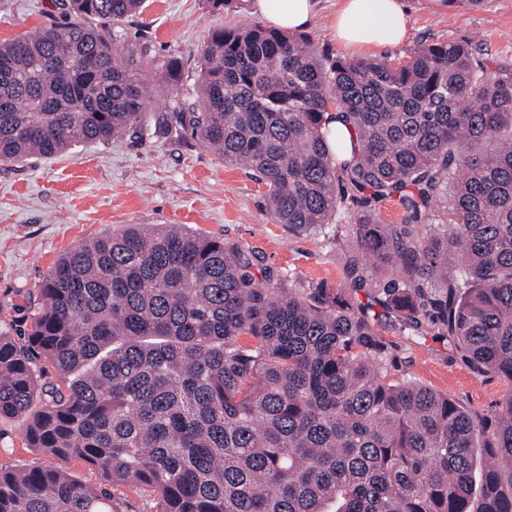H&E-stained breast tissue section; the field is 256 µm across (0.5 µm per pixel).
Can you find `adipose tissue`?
I'll use <instances>...</instances> for the list:
<instances>
[{
  "instance_id": "1",
  "label": "adipose tissue",
  "mask_w": 512,
  "mask_h": 512,
  "mask_svg": "<svg viewBox=\"0 0 512 512\" xmlns=\"http://www.w3.org/2000/svg\"><path fill=\"white\" fill-rule=\"evenodd\" d=\"M255 14L272 29L296 33L313 19V0H252ZM409 0H338L332 24L338 44L351 51L395 49L409 33Z\"/></svg>"
}]
</instances>
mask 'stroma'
<instances>
[{
    "mask_svg": "<svg viewBox=\"0 0 512 512\" xmlns=\"http://www.w3.org/2000/svg\"><path fill=\"white\" fill-rule=\"evenodd\" d=\"M448 4L437 12L424 0H413L409 39L384 52V59H407L424 42L470 39L478 62L491 60L512 71V0H487L480 8L468 0ZM335 10L336 0H318L306 33L322 56L345 59L348 51L331 33ZM62 19L56 0H0V41ZM259 22L248 7L216 13L208 0H145L140 15L113 27L133 46L147 45L140 59L143 76L168 57H181L183 83L157 91L151 106L158 109L175 95L196 101L201 48L211 28ZM130 224H181L244 245L258 258L254 273L269 268L300 286L322 281L334 288L342 282L344 254L320 236L296 234L275 223L266 210L264 185L247 168L225 166L188 133L147 142L125 138L0 166V318L24 325L61 255ZM379 319L392 346L393 378L417 379L486 417L511 389L495 376L477 375L447 337L402 328L386 312ZM23 426L20 418L0 419V467H58L55 457L26 445Z\"/></svg>",
    "mask_w": 512,
    "mask_h": 512,
    "instance_id": "obj_1",
    "label": "stroma"
}]
</instances>
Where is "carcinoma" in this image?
Wrapping results in <instances>:
<instances>
[{"mask_svg": "<svg viewBox=\"0 0 512 512\" xmlns=\"http://www.w3.org/2000/svg\"><path fill=\"white\" fill-rule=\"evenodd\" d=\"M143 3L59 0L72 20L0 43V165L189 131L266 185L277 223L328 242L355 225L342 271L368 301L300 296L270 269L261 284L249 249L136 224L66 252L27 332L0 329V419L28 417L29 447L156 512H512V72L469 41L326 61L305 35L217 27L199 105L150 112L154 84L110 27ZM182 72L171 56L156 82ZM339 117L350 144L333 148ZM395 195L403 218L382 224ZM376 304L507 382L492 426L391 380ZM43 360L60 382H40ZM0 512L114 510L108 488L28 467L0 469ZM112 493V510L119 512H156L155 501L152 498L123 485L105 486Z\"/></svg>", "mask_w": 512, "mask_h": 512, "instance_id": "cac0c4a2", "label": "carcinoma"}]
</instances>
